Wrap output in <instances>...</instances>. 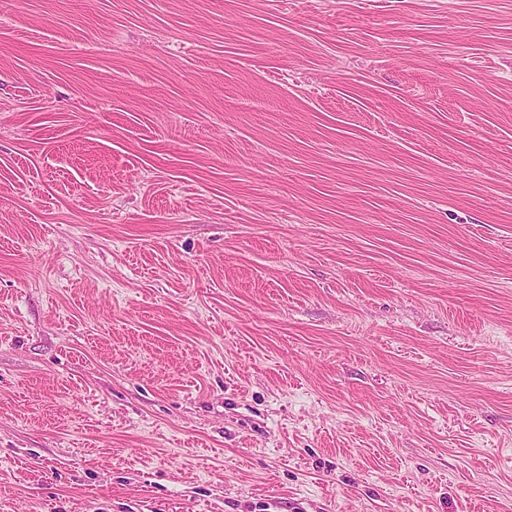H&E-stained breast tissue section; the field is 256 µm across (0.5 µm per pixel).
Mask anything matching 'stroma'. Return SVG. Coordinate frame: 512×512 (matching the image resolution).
<instances>
[{"label":"stroma","mask_w":512,"mask_h":512,"mask_svg":"<svg viewBox=\"0 0 512 512\" xmlns=\"http://www.w3.org/2000/svg\"><path fill=\"white\" fill-rule=\"evenodd\" d=\"M0 512H512V0H0Z\"/></svg>","instance_id":"1"}]
</instances>
